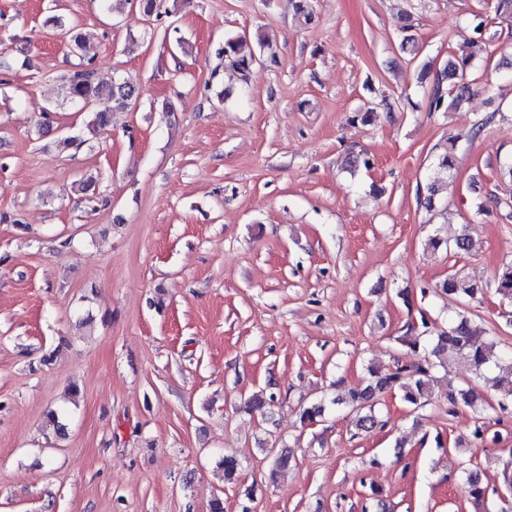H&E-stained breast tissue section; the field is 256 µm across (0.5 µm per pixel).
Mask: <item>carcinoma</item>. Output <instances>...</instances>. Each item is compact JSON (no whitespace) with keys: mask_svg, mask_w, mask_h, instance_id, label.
Returning a JSON list of instances; mask_svg holds the SVG:
<instances>
[{"mask_svg":"<svg viewBox=\"0 0 512 512\" xmlns=\"http://www.w3.org/2000/svg\"><path fill=\"white\" fill-rule=\"evenodd\" d=\"M138 7L147 17L157 19L170 13L167 0H137ZM50 23L69 37V45L75 52L85 51L83 38L73 33L63 18L56 16ZM246 38L229 37L219 54L224 57V65L246 75L255 62L256 55L246 49ZM473 53L448 57L442 70L436 73L430 94L429 106L432 112H446L459 107L469 92L468 85L455 83L463 75L466 63ZM65 97L73 104L87 107L100 99L112 101L113 107L122 109L126 100L138 97V84L129 77H122L109 83L96 81L90 72L79 70L70 75L63 86ZM455 143L439 147L433 161L434 180L424 186L426 203H432L437 191V182L448 178L453 169ZM497 293L504 299L512 300V263L503 265L496 273ZM442 293L456 300H476L483 294V285L465 276L452 274L440 285ZM396 342L412 350L422 349L418 359L410 364L394 362L388 368L376 364L366 366L368 381L349 389L336 397L332 404L346 410L352 417L355 428L363 432L382 429L388 420L376 413L377 398L385 393H397L405 405L414 410L428 404L433 393V369L440 365H451L457 361L465 362L474 378L481 381V386L448 390V411L454 412L460 407L475 412L488 403L487 393L496 391L504 397H512V364L507 367L498 365L497 342L491 337L477 335L470 320L460 314L448 328L428 338L426 336H399ZM274 402V395L263 397L255 394L244 402L243 411L248 414L259 413L267 416L268 409ZM326 407L323 401L301 405L299 421L308 426L323 417ZM462 490L475 505L484 512H512V506H499L497 510L487 509L488 489L481 475L476 470H464Z\"/></svg>","mask_w":512,"mask_h":512,"instance_id":"carcinoma-1","label":"carcinoma"}]
</instances>
